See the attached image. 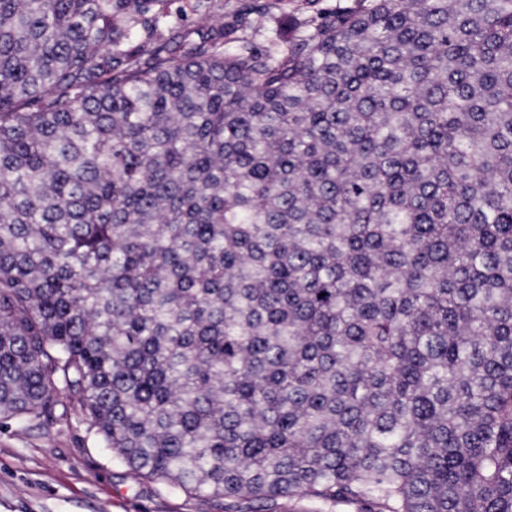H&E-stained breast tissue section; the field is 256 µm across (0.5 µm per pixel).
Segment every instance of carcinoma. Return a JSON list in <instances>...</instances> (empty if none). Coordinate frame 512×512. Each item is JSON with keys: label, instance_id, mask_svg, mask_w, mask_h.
<instances>
[{"label": "carcinoma", "instance_id": "cac0c4a2", "mask_svg": "<svg viewBox=\"0 0 512 512\" xmlns=\"http://www.w3.org/2000/svg\"><path fill=\"white\" fill-rule=\"evenodd\" d=\"M163 4L0 0V426L225 512H512V0L264 51Z\"/></svg>", "mask_w": 512, "mask_h": 512}]
</instances>
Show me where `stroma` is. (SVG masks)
Returning a JSON list of instances; mask_svg holds the SVG:
<instances>
[{
  "label": "stroma",
  "instance_id": "stroma-1",
  "mask_svg": "<svg viewBox=\"0 0 512 512\" xmlns=\"http://www.w3.org/2000/svg\"><path fill=\"white\" fill-rule=\"evenodd\" d=\"M0 512H224V501L134 477L70 412L0 427Z\"/></svg>",
  "mask_w": 512,
  "mask_h": 512
}]
</instances>
